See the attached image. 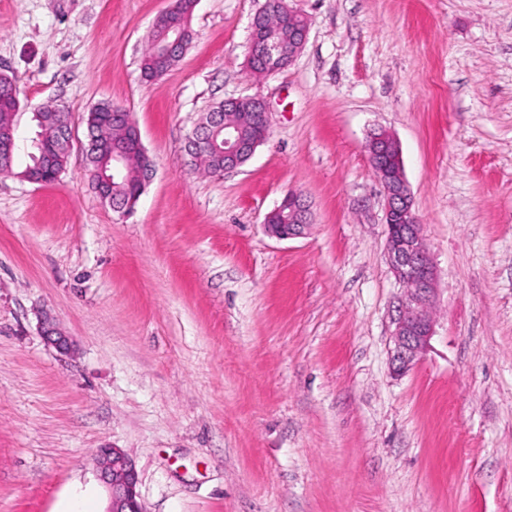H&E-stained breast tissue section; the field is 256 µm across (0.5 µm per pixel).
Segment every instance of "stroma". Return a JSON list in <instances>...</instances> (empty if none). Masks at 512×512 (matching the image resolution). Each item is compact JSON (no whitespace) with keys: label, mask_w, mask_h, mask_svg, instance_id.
I'll list each match as a JSON object with an SVG mask.
<instances>
[{"label":"stroma","mask_w":512,"mask_h":512,"mask_svg":"<svg viewBox=\"0 0 512 512\" xmlns=\"http://www.w3.org/2000/svg\"><path fill=\"white\" fill-rule=\"evenodd\" d=\"M265 0H199L165 76L140 60L168 0H0V72L24 141L64 105L57 181L0 173V512H107L96 449H124L145 512H512V0H288L308 21L285 69L247 68ZM269 105V137L208 174L200 112ZM102 101L155 170L119 217L82 145ZM379 128L437 273L434 334L389 364L401 293L385 259ZM302 193L311 226L266 234ZM70 336L47 344L40 315Z\"/></svg>","instance_id":"35a3bbf8"}]
</instances>
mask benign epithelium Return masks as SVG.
<instances>
[{"mask_svg":"<svg viewBox=\"0 0 512 512\" xmlns=\"http://www.w3.org/2000/svg\"><path fill=\"white\" fill-rule=\"evenodd\" d=\"M309 28L300 30L284 47L277 42L267 44V56L276 61L294 58L303 48ZM256 112L260 132L254 139L241 138L237 131L224 126V170H233L247 162L267 138L269 111L266 102L258 97ZM59 142L71 149L73 130L69 113L59 110ZM17 126L11 124L0 130V164L8 161L16 149ZM370 161L384 193L383 224L386 226L385 255L395 279L404 292L398 298L394 329L391 334L390 366L394 374L410 370L429 346L433 336L432 308L436 294L437 276L425 242L423 224L414 208V200L404 175L402 153L396 138L385 130L374 132L369 140ZM288 210V223L264 224L265 232L279 240L304 235L310 225L311 213L307 201L295 192H288L273 212ZM42 334L57 349H70L64 336L47 314L41 318ZM94 463L97 473L110 492L108 512H143L134 461L121 448H99Z\"/></svg>","mask_w":512,"mask_h":512,"instance_id":"7a95c632","label":"benign epithelium"}]
</instances>
